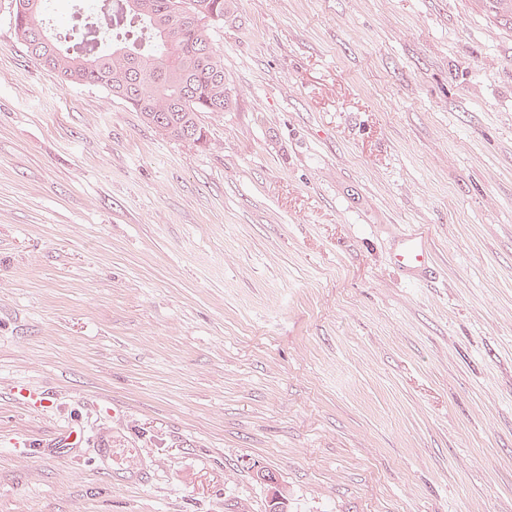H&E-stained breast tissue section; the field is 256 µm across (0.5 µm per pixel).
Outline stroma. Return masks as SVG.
Instances as JSON below:
<instances>
[{"mask_svg":"<svg viewBox=\"0 0 512 512\" xmlns=\"http://www.w3.org/2000/svg\"><path fill=\"white\" fill-rule=\"evenodd\" d=\"M236 2L199 147L0 0V512H512V25ZM391 264L406 276H420L430 272L433 257L428 240L422 231H404L392 254Z\"/></svg>","mask_w":512,"mask_h":512,"instance_id":"35a3bbf8","label":"stroma"}]
</instances>
